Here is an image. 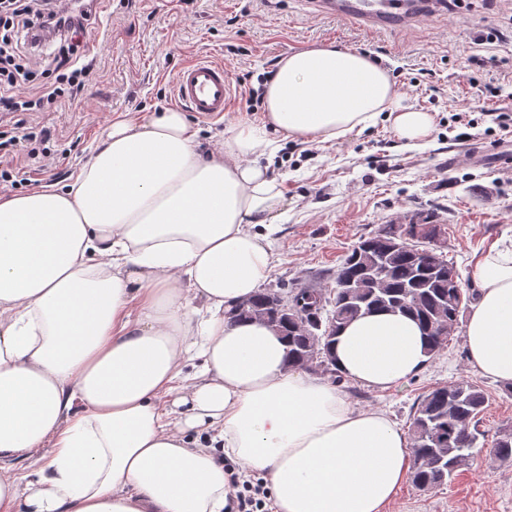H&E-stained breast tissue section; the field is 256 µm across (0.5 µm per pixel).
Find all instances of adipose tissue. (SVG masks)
Returning a JSON list of instances; mask_svg holds the SVG:
<instances>
[{
    "mask_svg": "<svg viewBox=\"0 0 512 512\" xmlns=\"http://www.w3.org/2000/svg\"><path fill=\"white\" fill-rule=\"evenodd\" d=\"M382 115L406 145L432 134L387 69L320 44L279 59L260 120L219 151L183 113L122 117L66 186L0 195V512H225L228 458L267 481L272 512H384L411 473L405 434L289 364L267 323L229 315L277 261L281 192L253 162L271 133L331 142ZM473 279L469 364L511 385L512 244ZM332 356L376 390L429 359L392 312L342 327Z\"/></svg>",
    "mask_w": 512,
    "mask_h": 512,
    "instance_id": "adipose-tissue-1",
    "label": "adipose tissue"
}]
</instances>
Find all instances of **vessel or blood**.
Returning a JSON list of instances; mask_svg holds the SVG:
<instances>
[{
  "instance_id": "vessel-or-blood-1",
  "label": "vessel or blood",
  "mask_w": 512,
  "mask_h": 512,
  "mask_svg": "<svg viewBox=\"0 0 512 512\" xmlns=\"http://www.w3.org/2000/svg\"><path fill=\"white\" fill-rule=\"evenodd\" d=\"M319 15L351 22L369 32H402L442 13L446 0H305ZM232 99V83L222 63L184 65L175 81V102L205 117H220Z\"/></svg>"
}]
</instances>
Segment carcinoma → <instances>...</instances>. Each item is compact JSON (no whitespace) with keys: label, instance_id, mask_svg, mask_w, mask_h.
Masks as SVG:
<instances>
[{"label":"carcinoma","instance_id":"obj_1","mask_svg":"<svg viewBox=\"0 0 512 512\" xmlns=\"http://www.w3.org/2000/svg\"><path fill=\"white\" fill-rule=\"evenodd\" d=\"M426 247L428 242L415 238L414 225L387 224L361 239L337 267L336 277L346 279L352 287L336 288L333 296L319 301L309 289L300 288L289 292L288 304L296 309V315L314 325L321 321L335 324L336 333L345 322L377 310L410 315L425 330L445 322L448 335L434 330L427 334L428 353L434 355L451 340L470 297L463 291L456 267L444 255L422 262L416 250ZM381 263L390 273L384 284L377 275ZM275 296V291L263 290L249 305L235 308L233 316L264 319ZM279 329L288 336L291 362L300 367L330 349L329 336H305L291 325ZM484 403L482 389L469 382L436 387L418 400L411 425V480L418 489L435 490L468 465L477 448V416ZM495 454L502 462L512 463L511 429L500 435Z\"/></svg>","mask_w":512,"mask_h":512}]
</instances>
